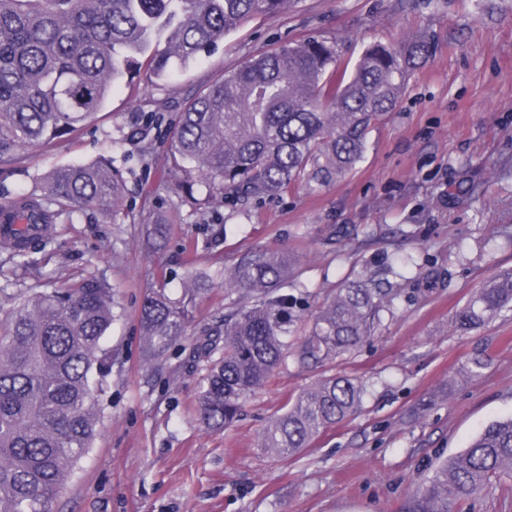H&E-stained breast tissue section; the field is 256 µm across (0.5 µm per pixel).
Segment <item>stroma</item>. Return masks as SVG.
<instances>
[{"mask_svg": "<svg viewBox=\"0 0 512 512\" xmlns=\"http://www.w3.org/2000/svg\"><path fill=\"white\" fill-rule=\"evenodd\" d=\"M419 33L433 38V57L346 177L238 204L199 184V205L185 200L168 142L202 81L286 41L335 36L352 62L370 42ZM103 155L123 171L120 210L62 213L30 263L0 252V288H66L96 276L117 303L99 434L53 512H400L440 458L512 416V311L465 332L451 326L486 279L512 268V0H291L169 80L140 71L93 122L0 163V205L40 194L54 168ZM147 224L161 227L153 248L143 242ZM254 248L297 259L284 289L289 345L346 280L374 278L395 299L354 354L320 367L285 358L237 421L212 432L198 420L206 370L191 352L201 327L237 303L225 293V267ZM192 276L206 282L192 323L161 363L146 362V295L163 285L179 296ZM478 355L487 365L469 375ZM334 375L363 388L353 415L295 457L260 448L269 419ZM448 512H512V476Z\"/></svg>", "mask_w": 512, "mask_h": 512, "instance_id": "obj_1", "label": "stroma"}]
</instances>
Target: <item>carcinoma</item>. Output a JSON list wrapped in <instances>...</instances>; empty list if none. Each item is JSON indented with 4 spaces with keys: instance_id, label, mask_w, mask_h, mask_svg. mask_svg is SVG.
<instances>
[{
    "instance_id": "cac0c4a2",
    "label": "carcinoma",
    "mask_w": 512,
    "mask_h": 512,
    "mask_svg": "<svg viewBox=\"0 0 512 512\" xmlns=\"http://www.w3.org/2000/svg\"><path fill=\"white\" fill-rule=\"evenodd\" d=\"M291 0H0V160L26 146L69 134L100 112L124 78L146 62L165 80L198 61L247 20L275 18ZM431 41L373 43L354 65L337 39L308 37L259 53L204 85L184 104L170 144L179 184L202 183L239 201L298 185L325 186L362 158L367 135L401 97L407 80L432 56ZM122 170L104 156L58 167L45 193H22L0 224L18 225L21 242H0L25 256L31 224H51L52 201L71 211L118 209ZM295 261L263 249L224 271V288L242 303L224 323L200 331L194 357L207 363L197 400L200 422L221 431L240 415L290 354L317 366L374 336L388 305L370 278L333 293L310 329L288 351L280 287ZM200 292L189 279L181 296L152 290L140 322L148 361L162 357L193 319ZM0 512H51L78 461L92 448L112 352V288L90 277L71 288L0 289ZM512 310V269L486 280L454 323L477 328ZM362 387L330 376L307 389L262 430L260 447L293 457L361 403ZM512 473V417L489 423L459 454L440 462L402 512H448L502 473Z\"/></svg>"
}]
</instances>
